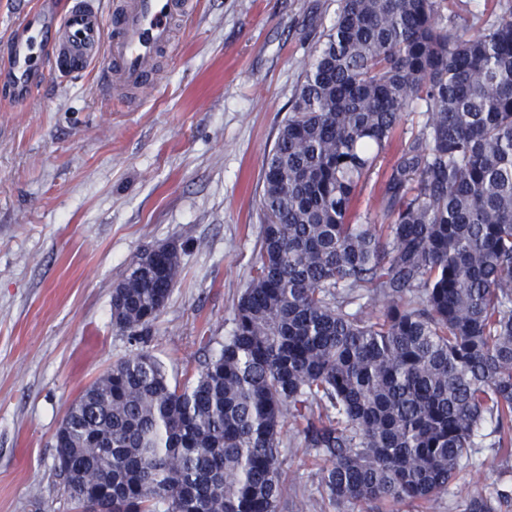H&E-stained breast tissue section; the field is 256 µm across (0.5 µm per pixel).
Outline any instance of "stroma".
<instances>
[{
    "instance_id": "35a3bbf8",
    "label": "stroma",
    "mask_w": 512,
    "mask_h": 512,
    "mask_svg": "<svg viewBox=\"0 0 512 512\" xmlns=\"http://www.w3.org/2000/svg\"><path fill=\"white\" fill-rule=\"evenodd\" d=\"M135 107L98 66L47 72L25 105L0 77V512H80L55 434L82 388L145 350L185 380L232 328L253 275L263 165L338 0H196ZM184 250L140 340L112 326V293L143 251ZM279 512H377L332 502L319 461L283 444ZM512 490V459L478 449L433 512Z\"/></svg>"
}]
</instances>
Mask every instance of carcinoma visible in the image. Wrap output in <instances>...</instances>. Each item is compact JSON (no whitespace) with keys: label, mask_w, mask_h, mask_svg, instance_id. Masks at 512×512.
Here are the masks:
<instances>
[{"label":"carcinoma","mask_w":512,"mask_h":512,"mask_svg":"<svg viewBox=\"0 0 512 512\" xmlns=\"http://www.w3.org/2000/svg\"><path fill=\"white\" fill-rule=\"evenodd\" d=\"M454 6L339 0L267 157L219 353L182 385L146 351L114 361L56 437L65 481L112 483V512H277L288 427L330 500L428 512L485 427L512 457V19L471 36ZM408 112L375 224L352 202ZM180 270L175 246L138 256L113 327L145 335Z\"/></svg>","instance_id":"1"}]
</instances>
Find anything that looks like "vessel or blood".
I'll return each mask as SVG.
<instances>
[{"label":"vessel or blood","instance_id":"vessel-or-blood-1","mask_svg":"<svg viewBox=\"0 0 512 512\" xmlns=\"http://www.w3.org/2000/svg\"><path fill=\"white\" fill-rule=\"evenodd\" d=\"M195 0H111L101 12L95 0H76L64 15L46 9L25 14L12 48L20 83L52 69L64 74L100 61L105 88L137 92L155 84L159 52L175 44L178 20L189 18Z\"/></svg>","mask_w":512,"mask_h":512}]
</instances>
